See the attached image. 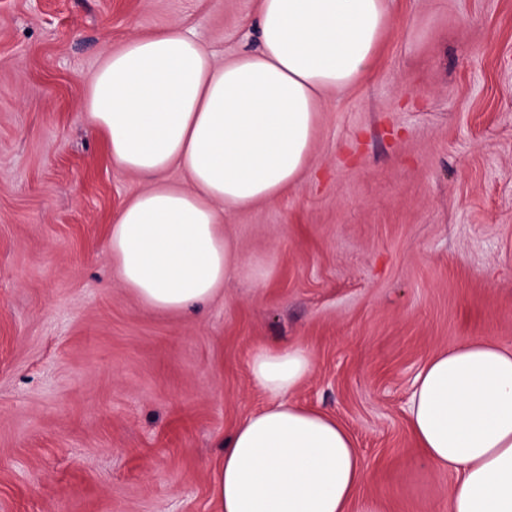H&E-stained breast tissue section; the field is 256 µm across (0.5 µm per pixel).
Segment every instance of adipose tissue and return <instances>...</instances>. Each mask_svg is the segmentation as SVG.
Wrapping results in <instances>:
<instances>
[{
  "instance_id": "obj_1",
  "label": "adipose tissue",
  "mask_w": 512,
  "mask_h": 512,
  "mask_svg": "<svg viewBox=\"0 0 512 512\" xmlns=\"http://www.w3.org/2000/svg\"><path fill=\"white\" fill-rule=\"evenodd\" d=\"M260 47L224 63L180 25L106 51L88 117L113 160L149 179L114 217L122 284L182 311L217 295L239 260L225 214L275 201L308 169L323 97L373 66L390 0H257ZM179 169L183 181L171 183ZM253 385L272 397L222 443L217 512H382L358 501L365 467L335 418L290 399L314 371L299 345L254 351ZM411 433L454 473L448 512H512V346L485 338L434 353L415 378Z\"/></svg>"
}]
</instances>
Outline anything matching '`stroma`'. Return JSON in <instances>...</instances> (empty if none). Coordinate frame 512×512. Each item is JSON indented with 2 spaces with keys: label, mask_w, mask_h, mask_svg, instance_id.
<instances>
[{
  "label": "stroma",
  "mask_w": 512,
  "mask_h": 512,
  "mask_svg": "<svg viewBox=\"0 0 512 512\" xmlns=\"http://www.w3.org/2000/svg\"><path fill=\"white\" fill-rule=\"evenodd\" d=\"M390 7L372 71L320 106L308 174L226 216L223 291L160 312L112 265L148 182L87 120L90 81L175 23L220 58L256 49L255 0H0V512H216L219 444L271 401L249 359L291 345L315 365L293 402L361 454L358 500L448 512L406 377L512 344V0Z\"/></svg>",
  "instance_id": "1"
}]
</instances>
